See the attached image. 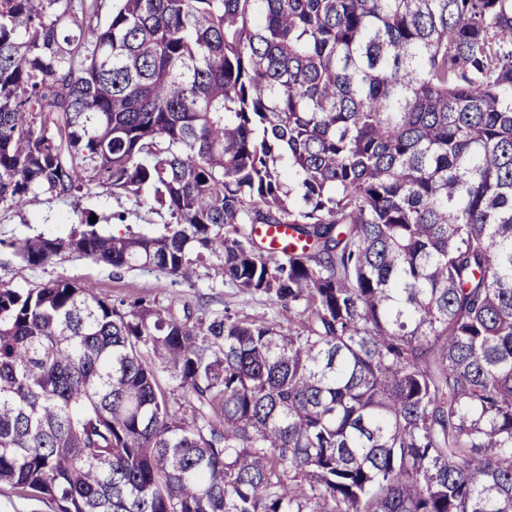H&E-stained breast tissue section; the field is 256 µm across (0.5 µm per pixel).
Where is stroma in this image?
<instances>
[{"mask_svg": "<svg viewBox=\"0 0 512 512\" xmlns=\"http://www.w3.org/2000/svg\"><path fill=\"white\" fill-rule=\"evenodd\" d=\"M154 206L149 195L135 200L98 190L83 195L75 209L66 203L41 201L21 212L0 206V284L25 291L51 279L67 278L92 284L100 296L114 303L142 297L163 305L171 294L177 292L200 315L230 312L242 317L264 311L282 327L295 325L294 312L268 296L244 292L212 278L209 270L203 267L199 268L195 283L189 285L163 271L115 268L88 259L58 257L47 264L31 266L23 262L12 247L13 242L39 233L66 236L70 227L64 224L63 219L77 209L96 215L102 233L118 235L132 229L153 235L165 221L163 215L156 213ZM115 212L124 213L125 222L113 221L111 215Z\"/></svg>", "mask_w": 512, "mask_h": 512, "instance_id": "1", "label": "stroma"}]
</instances>
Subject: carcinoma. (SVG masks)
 Masks as SVG:
<instances>
[{
    "label": "carcinoma",
    "mask_w": 512,
    "mask_h": 512,
    "mask_svg": "<svg viewBox=\"0 0 512 512\" xmlns=\"http://www.w3.org/2000/svg\"><path fill=\"white\" fill-rule=\"evenodd\" d=\"M105 2L0 0V205L150 191L169 221L15 252L207 266L298 324L1 285L0 484L58 512H512V0ZM262 235L269 251L273 254L288 250L292 244L290 242L291 231L285 225L267 227L266 231H262Z\"/></svg>",
    "instance_id": "obj_1"
}]
</instances>
